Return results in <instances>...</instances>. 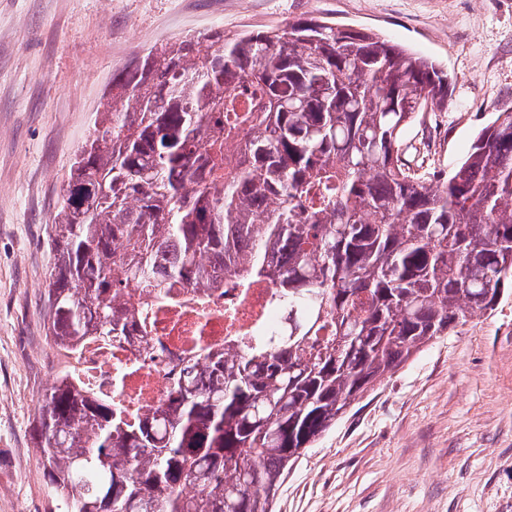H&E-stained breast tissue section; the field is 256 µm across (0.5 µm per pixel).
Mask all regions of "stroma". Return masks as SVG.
Instances as JSON below:
<instances>
[{"mask_svg": "<svg viewBox=\"0 0 512 512\" xmlns=\"http://www.w3.org/2000/svg\"><path fill=\"white\" fill-rule=\"evenodd\" d=\"M306 18L444 69L447 105L404 133L439 169L512 111V0H0V512H57L33 429L60 366L46 335L49 234L113 75L169 39ZM272 510L512 512V292L356 401L290 465Z\"/></svg>", "mask_w": 512, "mask_h": 512, "instance_id": "1", "label": "stroma"}]
</instances>
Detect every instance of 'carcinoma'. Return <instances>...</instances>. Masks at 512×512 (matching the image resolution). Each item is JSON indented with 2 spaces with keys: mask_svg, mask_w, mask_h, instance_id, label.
I'll use <instances>...</instances> for the list:
<instances>
[{
  "mask_svg": "<svg viewBox=\"0 0 512 512\" xmlns=\"http://www.w3.org/2000/svg\"><path fill=\"white\" fill-rule=\"evenodd\" d=\"M447 92L430 58L313 18L156 44L113 77L51 225L55 348L131 335V284L151 304L265 281L288 326L173 369L134 420L60 370L33 420L59 512H272L353 402L496 308L512 112L450 174L413 165L403 133Z\"/></svg>",
  "mask_w": 512,
  "mask_h": 512,
  "instance_id": "1",
  "label": "carcinoma"
}]
</instances>
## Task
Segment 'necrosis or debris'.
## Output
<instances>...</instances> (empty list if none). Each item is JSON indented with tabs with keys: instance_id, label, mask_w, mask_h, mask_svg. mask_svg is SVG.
Returning a JSON list of instances; mask_svg holds the SVG:
<instances>
[{
	"instance_id": "1",
	"label": "necrosis or debris",
	"mask_w": 512,
	"mask_h": 512,
	"mask_svg": "<svg viewBox=\"0 0 512 512\" xmlns=\"http://www.w3.org/2000/svg\"><path fill=\"white\" fill-rule=\"evenodd\" d=\"M126 306L135 313L132 336L83 339L65 360L77 384L119 402L131 419L166 399L172 366L227 346L251 347L260 330L285 321L265 282L247 289L229 282L205 290L178 288L173 299L151 306L131 287Z\"/></svg>"
}]
</instances>
